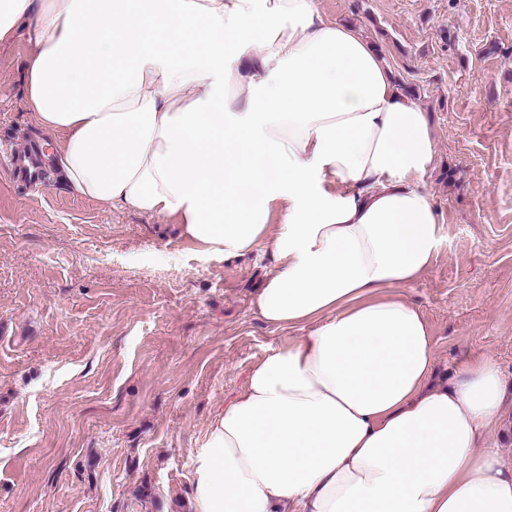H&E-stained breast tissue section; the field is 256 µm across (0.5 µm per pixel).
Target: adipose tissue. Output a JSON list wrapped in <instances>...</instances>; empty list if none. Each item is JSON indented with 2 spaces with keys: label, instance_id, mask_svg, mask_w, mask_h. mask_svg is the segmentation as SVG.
<instances>
[{
  "label": "adipose tissue",
  "instance_id": "adipose-tissue-1",
  "mask_svg": "<svg viewBox=\"0 0 512 512\" xmlns=\"http://www.w3.org/2000/svg\"><path fill=\"white\" fill-rule=\"evenodd\" d=\"M22 30L60 182L209 252L269 247L256 312L314 325L192 449L193 512H512V466L480 445L505 417L496 361L436 380L401 294L441 220L426 114L379 50L314 0H0V46Z\"/></svg>",
  "mask_w": 512,
  "mask_h": 512
}]
</instances>
